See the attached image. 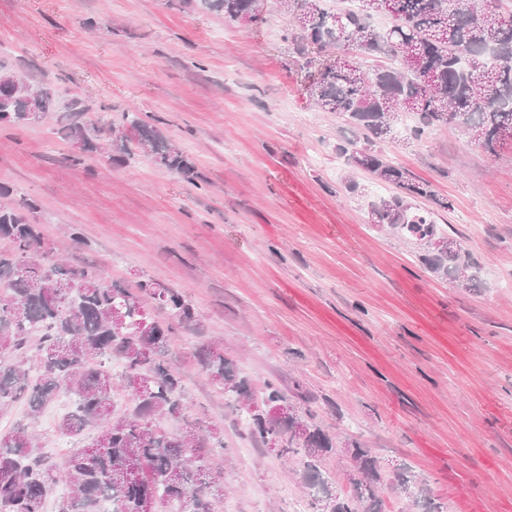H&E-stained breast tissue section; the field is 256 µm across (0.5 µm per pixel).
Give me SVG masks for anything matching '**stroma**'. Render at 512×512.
<instances>
[{"label": "stroma", "mask_w": 512, "mask_h": 512, "mask_svg": "<svg viewBox=\"0 0 512 512\" xmlns=\"http://www.w3.org/2000/svg\"><path fill=\"white\" fill-rule=\"evenodd\" d=\"M264 4L252 26L188 0H0V64L59 98L41 123L0 129L12 190L0 205L34 200L53 256L192 301L201 332H178L169 358L183 375L182 423L224 435L212 460L227 487L220 512H308L311 491L243 436L193 359L202 339L220 341L252 384L278 378L337 445L365 443L382 475H415L442 512H512V290L501 286L512 278V149L489 155L452 127L381 143L451 203H407V221L433 225L469 265L468 284L437 276L429 238L373 222L391 190L351 168L362 139L309 101L315 72L284 42L279 0ZM74 100L121 131L136 113L196 177L140 153L72 165ZM66 411L59 398L33 417L18 402L0 430L29 423L58 461Z\"/></svg>", "instance_id": "stroma-1"}]
</instances>
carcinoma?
<instances>
[{
	"instance_id": "carcinoma-1",
	"label": "carcinoma",
	"mask_w": 512,
	"mask_h": 512,
	"mask_svg": "<svg viewBox=\"0 0 512 512\" xmlns=\"http://www.w3.org/2000/svg\"><path fill=\"white\" fill-rule=\"evenodd\" d=\"M229 21H264L260 0H199ZM297 19L288 29L289 50L305 64L311 54L342 47L370 58L363 69L348 62L329 63L306 87L308 98L328 112L347 117L364 138L351 165L389 184L396 193L380 200L377 223L396 226L404 198H425L441 209L451 207L431 186L393 164L374 149L393 134L401 114L412 112L416 124L409 138L420 140L442 126H455L486 152L512 147V5L506 0H475L448 16L447 0H348L339 9L322 0H281ZM385 14L390 26L373 19ZM37 92V111L54 110L46 88H34L27 77L0 69V127L30 124L21 92ZM131 135L112 141L111 162L126 163L136 148L162 166L188 178L193 168L183 153L151 125L134 118ZM91 122L69 127L81 153L70 161L102 155ZM37 205H0V413L25 399L30 415L65 393L77 401L58 429L75 438L89 427L93 441L70 450L61 463L34 454L33 435L18 423L0 433V512H43L46 498L59 492L57 512H96L104 502L111 512H148L155 502L164 512H215L224 500V477H206L197 454L222 447L218 430L188 426L175 435L164 432L162 420L184 416L181 374L167 361L171 336L200 323L187 295L144 278L136 288L107 283L92 265L74 266L54 260L45 248L40 224L31 214ZM459 247L440 248L424 258L429 269L456 279L467 264L458 262ZM70 286L69 295L59 285ZM164 317L151 316L150 306ZM112 358L123 366L119 376L106 368ZM200 370L224 392V400L241 413L249 439L264 448L278 442L280 457H298L303 478L314 489L312 505L319 512H384L379 489L384 479L370 449L353 440L344 448L358 478L349 492L332 494L321 473L327 456L339 451L328 432L305 423L278 418L275 410L291 406L288 392L275 379L256 389L241 376L224 349L202 344L196 355ZM37 361L39 372L30 374ZM122 384L135 403L132 413L113 415V396ZM392 490L415 501L426 493L414 477L403 473L389 483Z\"/></svg>"
}]
</instances>
